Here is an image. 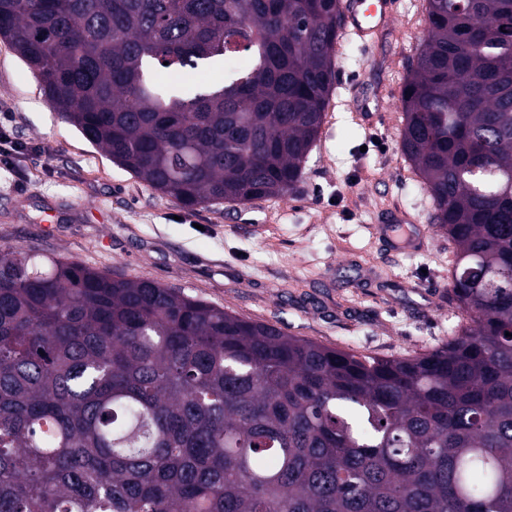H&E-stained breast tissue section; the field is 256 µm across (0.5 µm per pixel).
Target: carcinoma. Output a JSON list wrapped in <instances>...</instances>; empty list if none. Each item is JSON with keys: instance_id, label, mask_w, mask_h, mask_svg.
I'll return each instance as SVG.
<instances>
[{"instance_id": "carcinoma-1", "label": "carcinoma", "mask_w": 512, "mask_h": 512, "mask_svg": "<svg viewBox=\"0 0 512 512\" xmlns=\"http://www.w3.org/2000/svg\"><path fill=\"white\" fill-rule=\"evenodd\" d=\"M343 21L341 0H0L62 117L189 208L296 188ZM425 29L400 147L466 324L368 356L0 250V512H512V0H427Z\"/></svg>"}]
</instances>
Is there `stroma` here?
<instances>
[{
  "mask_svg": "<svg viewBox=\"0 0 512 512\" xmlns=\"http://www.w3.org/2000/svg\"><path fill=\"white\" fill-rule=\"evenodd\" d=\"M375 46H344L330 104L296 189L283 198L186 208L87 142L0 40V114L31 152L0 169V249L60 255L319 344L379 357L448 342L455 248L400 151V94L424 36L426 0H395ZM374 102L360 112L355 104ZM415 216L423 248L388 218Z\"/></svg>",
  "mask_w": 512,
  "mask_h": 512,
  "instance_id": "1",
  "label": "stroma"
}]
</instances>
